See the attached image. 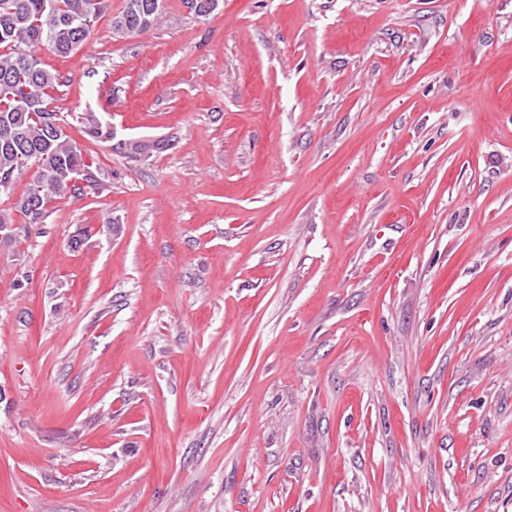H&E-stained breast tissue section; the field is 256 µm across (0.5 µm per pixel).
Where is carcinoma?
I'll use <instances>...</instances> for the list:
<instances>
[{"label":"carcinoma","mask_w":512,"mask_h":512,"mask_svg":"<svg viewBox=\"0 0 512 512\" xmlns=\"http://www.w3.org/2000/svg\"><path fill=\"white\" fill-rule=\"evenodd\" d=\"M166 0H124L112 16L119 37L148 32L165 9ZM220 0H183L199 17L211 15ZM108 9V0H0V191L22 176L29 178L17 200L29 224H41L52 199L71 178L93 180L87 155L65 131L66 122L49 107L59 80L41 62L38 51L58 55L77 50ZM156 144L129 139L119 144L136 161ZM19 236L12 210L0 209V246Z\"/></svg>","instance_id":"obj_1"}]
</instances>
